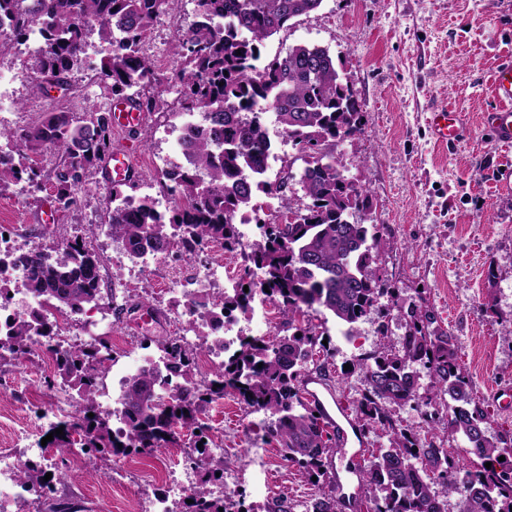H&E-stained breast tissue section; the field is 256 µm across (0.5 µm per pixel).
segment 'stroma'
<instances>
[{
    "instance_id": "stroma-1",
    "label": "stroma",
    "mask_w": 512,
    "mask_h": 512,
    "mask_svg": "<svg viewBox=\"0 0 512 512\" xmlns=\"http://www.w3.org/2000/svg\"><path fill=\"white\" fill-rule=\"evenodd\" d=\"M195 0H180L176 16L161 14L148 34L170 67L154 65L152 87L162 100L128 135L113 136L114 145L135 149L137 166L172 148L164 130L177 124L173 87L178 33L196 21ZM327 47L344 62L349 84L363 105L360 133L336 145V158L346 175L369 190V205L360 214L377 225L387 248L382 266L399 310L419 301L435 312L439 324L458 338L460 362L472 379L477 398L488 405L492 432L512 431V186L501 185L499 168L512 167V146L492 142L482 116L494 105L493 74L512 61V0H322L316 11L291 21L261 48L262 62L285 55L299 43ZM100 54L86 58L69 75L70 100L99 107L96 72ZM30 56L0 62L9 77L15 105L0 127L14 129L36 121L47 102L33 83ZM445 105L465 114L467 124L455 144L439 145L427 117ZM17 187L0 191V225L15 227L22 246L45 245L100 224L112 206L103 171L89 178V189L76 207L55 210L52 187L15 203ZM106 278L128 285L133 295L124 313L113 314L119 330L130 334L133 347L156 349L170 333L178 306L162 280L142 275L116 260L97 242ZM494 302L486 313L485 302ZM308 319L327 341L326 359L335 380V396L351 405L361 390L351 364L370 351L380 315L357 324L344 336L336 320L320 309ZM62 392L77 401L76 390L64 386L38 353L0 365V452L28 460L53 457L54 448L32 449L26 431L47 436L49 426L36 403L37 390ZM210 442H223L238 458L224 474L243 496L246 512H264L268 502L287 498L294 512L318 489L298 466L284 462L278 448L264 440L269 416L233 397L207 409ZM83 468L65 478L51 477V496L66 499L79 512H148L155 480L181 470L185 449L167 448L150 477L128 474L120 486L100 480L118 457L81 450Z\"/></svg>"
}]
</instances>
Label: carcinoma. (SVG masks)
I'll return each mask as SVG.
<instances>
[{"label": "carcinoma", "instance_id": "carcinoma-1", "mask_svg": "<svg viewBox=\"0 0 512 512\" xmlns=\"http://www.w3.org/2000/svg\"><path fill=\"white\" fill-rule=\"evenodd\" d=\"M171 0H0V15L15 25V38L39 31L42 42L33 52L37 87L69 85V74L83 61L87 31L112 46L99 68V82L139 112L155 108L141 89L150 84L151 59L142 52L147 33ZM202 21L179 36L181 59L175 77L180 105L204 114V123L181 137L186 163L166 190L186 201L166 212L144 198L130 210L108 215L113 239L132 250L171 252L168 227L176 224L181 247L191 252L219 242L230 251L237 242L235 218L261 209L259 194L275 195L280 208L292 215L286 224L271 221L251 246L250 260L260 271L248 288H268L267 297L280 307L273 336L255 338L224 362L212 379L201 384L189 376L197 354L207 343L182 345L167 338L157 341L169 352L168 369L182 379L171 390L161 386L162 372L141 369L124 391L128 430L123 444L113 439L111 421L100 416L96 396L110 355L100 354L105 342L72 348L58 370L77 389L76 421L55 436L57 446L79 444L99 453L124 447L130 453L147 448L180 445L179 427L202 446L206 480L199 483L187 512H242V504L213 497L208 484L224 472L221 455H206L208 427L199 417L213 397L231 393L249 408L270 416L268 437L282 459L317 477L319 493L305 512H442L440 504L456 496L458 485L469 486L459 512H512V432H489L491 414L473 395L471 378L459 364L456 336L442 328L424 304H412L397 317L405 322L403 341L393 345L378 337L373 350L353 364L364 388L352 401L359 431H379L387 444L370 451L359 479L364 495L346 504L336 492L333 456L338 450L336 428L302 393L303 378L314 372L321 379L328 367H310L319 333L306 318L316 306L333 315L351 335L355 325L380 312V300L395 293L381 257L386 242L377 225L354 220L366 209L367 190L347 178L336 160V143L360 132L363 104L349 85L342 63L328 48L301 43L259 68L264 42L293 19L317 10L322 0H195ZM224 18L214 26L211 19ZM137 91L128 93V90ZM275 113L280 135L297 151L302 169H287L274 182L267 180L272 140L264 112ZM94 121L54 105L33 125L0 130V154L10 164L0 166V186L21 185L37 191L52 182V200L60 211L77 205V189L99 162L112 152L110 121L90 112ZM57 155L48 172L38 158ZM299 185L306 202L293 206L290 187ZM94 231L75 240L40 248L29 258L27 291L47 308L79 312L102 293V257L91 246ZM250 293L243 285L224 296V317L248 307ZM54 324L42 315H18L0 335V350L17 357L28 353L32 338L49 336ZM427 370L420 383L416 366ZM420 410L424 432L404 425L398 411ZM182 414H177V411ZM94 417H88V414ZM461 439L474 449V461L462 467L447 449ZM505 460H499V457ZM491 468H486V463ZM20 481L43 487L39 465L29 461Z\"/></svg>", "mask_w": 512, "mask_h": 512}]
</instances>
